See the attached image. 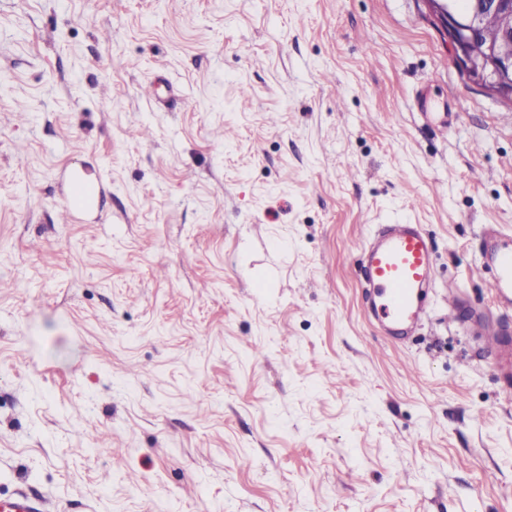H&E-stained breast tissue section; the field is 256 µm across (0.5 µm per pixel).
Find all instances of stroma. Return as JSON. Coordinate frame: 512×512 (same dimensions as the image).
Segmentation results:
<instances>
[{
  "label": "stroma",
  "instance_id": "1",
  "mask_svg": "<svg viewBox=\"0 0 512 512\" xmlns=\"http://www.w3.org/2000/svg\"><path fill=\"white\" fill-rule=\"evenodd\" d=\"M452 55L425 0H0V495L512 512V383L468 327L512 334L481 254L512 105ZM380 224L435 251L405 340L362 284Z\"/></svg>",
  "mask_w": 512,
  "mask_h": 512
}]
</instances>
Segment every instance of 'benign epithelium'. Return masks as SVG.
Returning a JSON list of instances; mask_svg holds the SVG:
<instances>
[{"instance_id": "1", "label": "benign epithelium", "mask_w": 512, "mask_h": 512, "mask_svg": "<svg viewBox=\"0 0 512 512\" xmlns=\"http://www.w3.org/2000/svg\"><path fill=\"white\" fill-rule=\"evenodd\" d=\"M454 52V64L468 80L512 104V0H476L471 10L451 0H427ZM499 23L498 37L482 41L487 20Z\"/></svg>"}]
</instances>
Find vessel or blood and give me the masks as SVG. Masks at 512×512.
<instances>
[{
  "instance_id": "obj_1",
  "label": "vessel or blood",
  "mask_w": 512,
  "mask_h": 512,
  "mask_svg": "<svg viewBox=\"0 0 512 512\" xmlns=\"http://www.w3.org/2000/svg\"><path fill=\"white\" fill-rule=\"evenodd\" d=\"M483 261L495 271L492 296L498 306H512V236L496 229L485 234ZM363 277L371 288L376 316L392 329L415 327L422 302L433 280V251L428 236L416 224H385L364 249ZM470 326L485 337L495 353L503 375L512 374V338L489 330L481 315H472ZM0 512H50L45 500L31 499L24 492L0 496Z\"/></svg>"
}]
</instances>
